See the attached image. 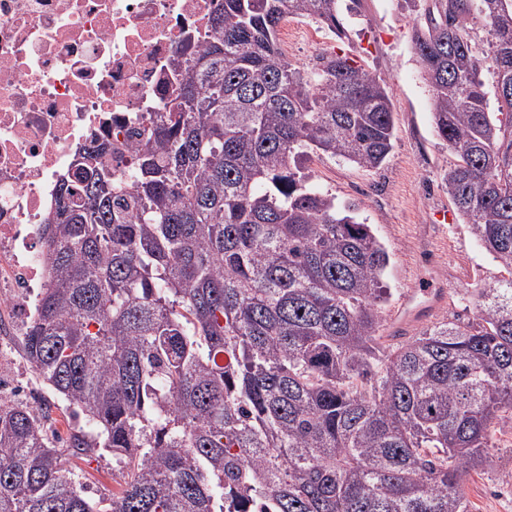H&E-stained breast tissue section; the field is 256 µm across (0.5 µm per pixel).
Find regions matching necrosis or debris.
Instances as JSON below:
<instances>
[{
    "label": "necrosis or debris",
    "instance_id": "necrosis-or-debris-1",
    "mask_svg": "<svg viewBox=\"0 0 512 512\" xmlns=\"http://www.w3.org/2000/svg\"><path fill=\"white\" fill-rule=\"evenodd\" d=\"M223 0H0V335L46 287L43 226L76 153L111 146L131 184L133 131L173 94L172 61L200 50Z\"/></svg>",
    "mask_w": 512,
    "mask_h": 512
}]
</instances>
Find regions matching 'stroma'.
<instances>
[{
    "label": "stroma",
    "mask_w": 512,
    "mask_h": 512,
    "mask_svg": "<svg viewBox=\"0 0 512 512\" xmlns=\"http://www.w3.org/2000/svg\"><path fill=\"white\" fill-rule=\"evenodd\" d=\"M421 19L404 0H362L360 16L347 20L348 34L340 38L312 19L293 18L289 61L308 71L319 54L349 57L390 86L395 122L394 148L380 169L313 154L304 171L338 201L355 205L360 220L371 225L386 247L390 263L384 280L391 298L384 317L396 312L405 291L432 279L448 290L447 303L432 323L472 322L478 318L480 291L511 277L512 269L477 240L442 183L455 157L435 132L432 92L416 61L413 37ZM310 29L318 32L317 44L306 38ZM0 380L11 385L0 393V401L31 407L52 403L56 425L46 433L53 440L68 435L70 410L40 384L20 337H13L6 356L0 357ZM489 457L484 470L469 472L461 481L471 512H512V425L496 429ZM67 465L93 500L110 498L118 489L111 453L71 457Z\"/></svg>",
    "instance_id": "1"
}]
</instances>
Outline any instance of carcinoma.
Returning a JSON list of instances; mask_svg holds the SVG:
<instances>
[{"label": "carcinoma", "mask_w": 512, "mask_h": 512, "mask_svg": "<svg viewBox=\"0 0 512 512\" xmlns=\"http://www.w3.org/2000/svg\"><path fill=\"white\" fill-rule=\"evenodd\" d=\"M360 2L224 0L137 133L133 186L107 149L78 152L22 341L84 419L70 455L111 452L119 489L89 500L42 417L0 402V512H470L461 477L512 423V278L481 292L479 323L383 345L389 254L299 170L393 150L384 81L337 54L302 71L278 43L287 15L342 37ZM414 42L456 157L448 197L512 267V121L481 80L512 87V0H426Z\"/></svg>", "instance_id": "obj_1"}]
</instances>
